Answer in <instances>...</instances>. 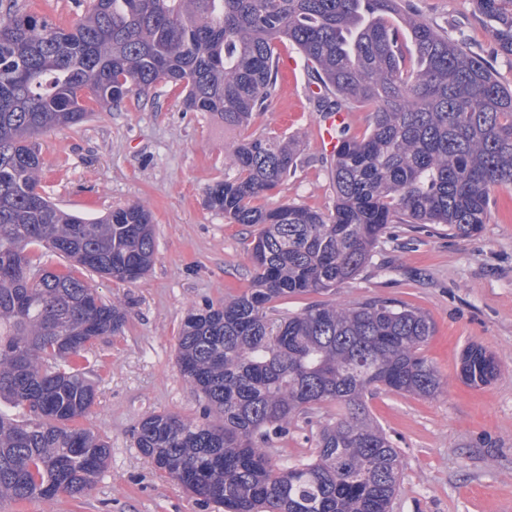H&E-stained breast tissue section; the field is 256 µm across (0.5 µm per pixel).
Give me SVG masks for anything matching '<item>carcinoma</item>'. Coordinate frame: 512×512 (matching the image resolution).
Instances as JSON below:
<instances>
[{
  "mask_svg": "<svg viewBox=\"0 0 512 512\" xmlns=\"http://www.w3.org/2000/svg\"><path fill=\"white\" fill-rule=\"evenodd\" d=\"M512 55V0H475ZM294 43L335 99L371 108L363 138L342 136L329 213L261 199L295 171L292 140L243 139L238 174L207 189L230 224L254 228L249 288L190 312L176 362L222 422L154 413L136 445L155 466L224 512H390L399 453L371 417L368 393L428 397L440 386L422 347L434 333L422 311L389 299L353 307L315 303L273 321L270 305L356 279L389 224H444L467 236L487 223L495 188L512 185V86L460 39L411 13L404 0H91L61 27L14 13L0 21V504L86 494L107 459L102 437L76 426L95 386L71 365L125 314L84 306L82 271L126 281L155 254L151 214L129 205L87 220L38 195L36 139L87 120L94 106L182 86L186 112L248 127L278 81V43ZM45 244L72 260L61 273L27 253ZM498 366L483 348L462 353L461 378L479 387ZM336 420L312 458L274 468L263 450L323 403Z\"/></svg>",
  "mask_w": 512,
  "mask_h": 512,
  "instance_id": "carcinoma-1",
  "label": "carcinoma"
}]
</instances>
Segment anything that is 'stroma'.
<instances>
[{
	"label": "stroma",
	"instance_id": "obj_1",
	"mask_svg": "<svg viewBox=\"0 0 512 512\" xmlns=\"http://www.w3.org/2000/svg\"><path fill=\"white\" fill-rule=\"evenodd\" d=\"M90 0H0L9 11L31 13L70 27ZM410 8L449 37L465 40L501 81L512 85V55L503 53L474 0H410ZM308 67L279 76L268 108L245 129L226 128L218 116L187 112L182 91L157 85L149 100H124L96 109L76 128L42 135L40 186L64 212L95 219L138 204L150 211L156 251L150 270L133 283L89 272L102 301L126 314L122 333L100 336L77 366L97 387V400L80 427L107 438L110 454L84 496L9 504L0 512H223L165 476L136 446L150 414L168 412L218 422L176 364L186 315L244 292L253 267L249 230L228 223L206 204L215 181L234 176V151L250 135L296 137L298 167L263 200L265 207L295 203L331 210V154L316 143L322 112ZM394 299L424 312L434 334L422 348L439 377L431 397L376 390L365 398L400 456L393 512H512V186L498 187L481 229L466 238L441 224L388 225L371 264L351 283L325 294L275 303L271 318L314 303L353 306ZM481 346L499 368L488 385L473 388L460 376L463 350ZM315 406L273 444L276 462L310 458L320 424L335 417Z\"/></svg>",
	"mask_w": 512,
	"mask_h": 512
}]
</instances>
